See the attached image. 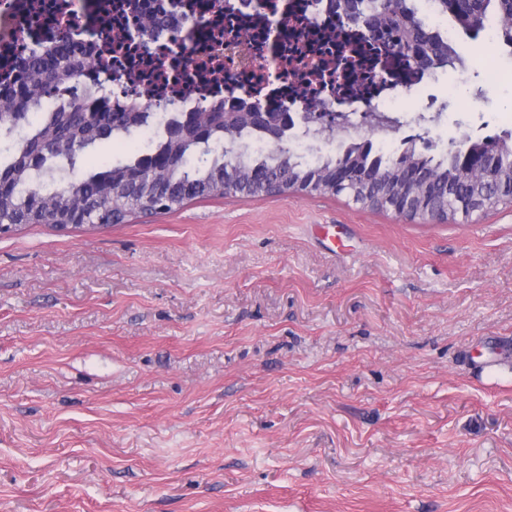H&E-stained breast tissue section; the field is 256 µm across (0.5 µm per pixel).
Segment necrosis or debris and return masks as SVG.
<instances>
[{"label":"necrosis or debris","instance_id":"obj_1","mask_svg":"<svg viewBox=\"0 0 512 512\" xmlns=\"http://www.w3.org/2000/svg\"><path fill=\"white\" fill-rule=\"evenodd\" d=\"M182 12L152 43L153 52L193 59L170 70L175 83L166 95L178 103L238 97L260 80L268 104L304 96L318 111L349 118L352 135L363 131L366 113L393 112L406 87L405 63L395 55L391 85L370 92L367 71L352 63L361 30L342 24L333 0H269L260 13L245 0H183ZM68 20L85 45L84 85H93L109 57L122 73L119 93L149 92L138 58L117 51L142 21L128 0H0V76L19 74L34 44L51 45Z\"/></svg>","mask_w":512,"mask_h":512}]
</instances>
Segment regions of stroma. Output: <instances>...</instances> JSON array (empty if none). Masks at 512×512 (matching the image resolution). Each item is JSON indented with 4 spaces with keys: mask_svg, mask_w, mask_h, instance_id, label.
<instances>
[{
    "mask_svg": "<svg viewBox=\"0 0 512 512\" xmlns=\"http://www.w3.org/2000/svg\"><path fill=\"white\" fill-rule=\"evenodd\" d=\"M441 21L460 61L384 153L512 132L475 61L512 47ZM0 512H512V205L216 196L0 237Z\"/></svg>",
    "mask_w": 512,
    "mask_h": 512,
    "instance_id": "obj_1",
    "label": "stroma"
}]
</instances>
